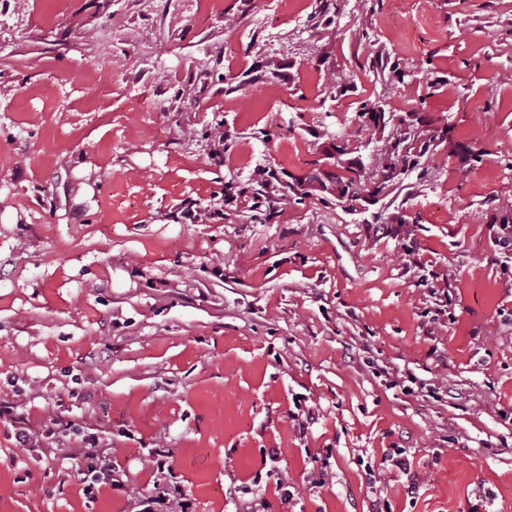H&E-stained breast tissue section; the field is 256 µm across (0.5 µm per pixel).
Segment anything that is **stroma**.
<instances>
[{"label":"stroma","mask_w":512,"mask_h":512,"mask_svg":"<svg viewBox=\"0 0 512 512\" xmlns=\"http://www.w3.org/2000/svg\"><path fill=\"white\" fill-rule=\"evenodd\" d=\"M509 215L512 0H0V512H512ZM401 123L393 125V131L386 139L382 140L381 146L372 157L377 175L381 179L377 188L418 166L420 154L427 153L426 150L430 146L432 136H426L428 144L425 145L423 153H413V147L409 143L411 136H408V132H405L402 128L399 129ZM349 174L331 176L332 194L341 204L353 206L361 199L366 187L362 186L360 175L355 170L348 169ZM0 418L9 420L15 429V437L19 444L29 446L33 440H39L29 427L23 414L18 412V407L8 399H0ZM82 442L89 446H81L79 448L71 449L66 454L64 460H70L69 464L74 469L75 475L80 476L82 483L88 482L85 486L86 491L92 494L98 485H110L121 487L122 481L114 476V469H112V462L103 457L101 459L100 453L96 450L97 438L95 433L85 435ZM95 460H101L100 466ZM113 473V474H112ZM137 501V507L140 508L138 512H154L153 504H160L166 512H185L187 508V501L183 500L182 495L179 498L174 496L172 499L164 497L158 500L153 497L145 498L141 496Z\"/></svg>","instance_id":"1"}]
</instances>
